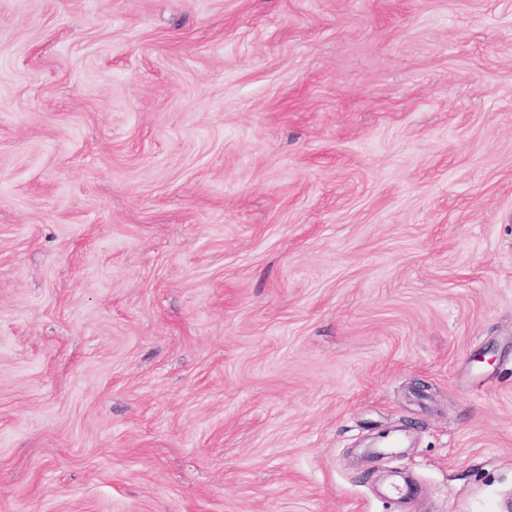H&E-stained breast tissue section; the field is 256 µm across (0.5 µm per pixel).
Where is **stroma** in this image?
Segmentation results:
<instances>
[{"instance_id": "obj_1", "label": "stroma", "mask_w": 512, "mask_h": 512, "mask_svg": "<svg viewBox=\"0 0 512 512\" xmlns=\"http://www.w3.org/2000/svg\"><path fill=\"white\" fill-rule=\"evenodd\" d=\"M0 512H512V0H0Z\"/></svg>"}]
</instances>
